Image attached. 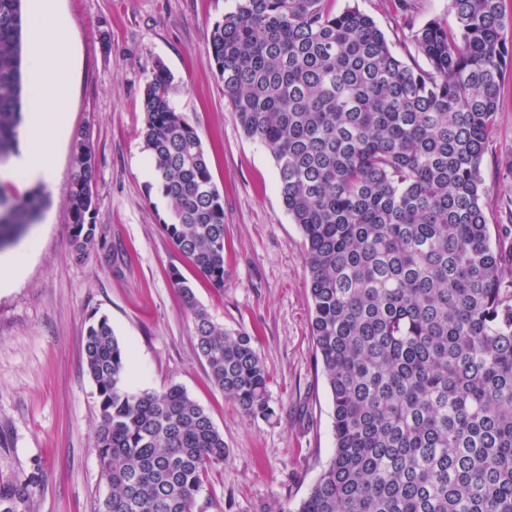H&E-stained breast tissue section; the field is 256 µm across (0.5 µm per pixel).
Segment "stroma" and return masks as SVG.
I'll use <instances>...</instances> for the list:
<instances>
[{
    "label": "stroma",
    "instance_id": "1",
    "mask_svg": "<svg viewBox=\"0 0 512 512\" xmlns=\"http://www.w3.org/2000/svg\"><path fill=\"white\" fill-rule=\"evenodd\" d=\"M328 0L332 12L370 15L392 51L425 67L413 31L454 25L451 0ZM234 0H57L69 23L70 133L56 140L49 203L17 245L24 275L0 291V485L37 476L26 512H96L109 491L95 431L96 386L85 366L90 318L107 317L127 349L131 391L177 384L211 416L227 456L208 470L194 512H294L335 446L332 398L315 364L303 235L277 190L273 155L241 128L207 52ZM173 75L170 97L192 123L224 203V288L216 290L163 232L167 199L149 176L144 88L155 62ZM487 143L483 206L500 224L512 204V70ZM91 127L93 221L104 248L76 260L67 208L74 132ZM190 280L225 328L243 330L270 373V419L246 417L212 383L192 323L171 282Z\"/></svg>",
    "mask_w": 512,
    "mask_h": 512
}]
</instances>
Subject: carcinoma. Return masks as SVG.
<instances>
[{"mask_svg": "<svg viewBox=\"0 0 512 512\" xmlns=\"http://www.w3.org/2000/svg\"><path fill=\"white\" fill-rule=\"evenodd\" d=\"M456 27L412 38L428 68L390 49L369 15L326 0H237L214 24L209 60L244 133L277 167L300 228L316 364L332 396L335 448L294 512H512V246L492 242L481 172L512 67L501 0H452ZM23 0H0V164L17 149L25 77ZM160 61L141 131L168 200L164 233L224 289V204L202 141L170 98ZM91 133H76L70 246L100 245ZM47 194L0 190V249L17 244ZM211 381L267 419L269 373L252 337L217 323L177 269ZM99 397L96 448L108 494L97 512H194L223 434L178 385L127 389L108 319L89 324ZM31 477L0 485V512H25Z\"/></svg>", "mask_w": 512, "mask_h": 512, "instance_id": "1", "label": "carcinoma"}]
</instances>
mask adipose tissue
<instances>
[{
	"label": "adipose tissue",
	"mask_w": 512,
	"mask_h": 512,
	"mask_svg": "<svg viewBox=\"0 0 512 512\" xmlns=\"http://www.w3.org/2000/svg\"><path fill=\"white\" fill-rule=\"evenodd\" d=\"M34 2L30 74L38 96L27 117L25 143L14 155L12 168L30 184L50 185L55 181L56 166L49 141L65 136L69 126L68 21L57 10L56 0Z\"/></svg>",
	"instance_id": "1"
}]
</instances>
